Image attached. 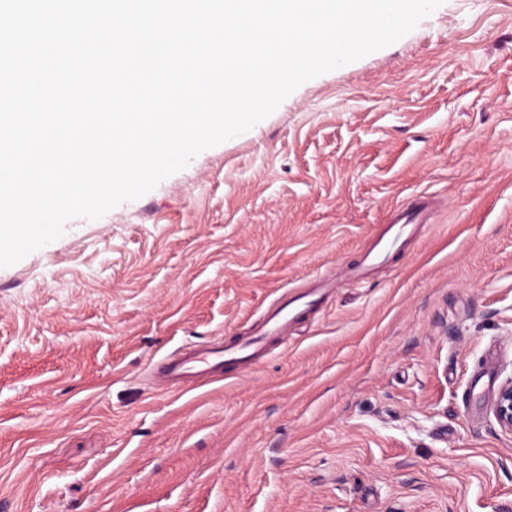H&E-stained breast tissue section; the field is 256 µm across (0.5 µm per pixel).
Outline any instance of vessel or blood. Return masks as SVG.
<instances>
[{
  "label": "vessel or blood",
  "instance_id": "vessel-or-blood-1",
  "mask_svg": "<svg viewBox=\"0 0 512 512\" xmlns=\"http://www.w3.org/2000/svg\"><path fill=\"white\" fill-rule=\"evenodd\" d=\"M420 208L401 211L388 234L380 238L368 255L370 263L385 261L390 249L402 238L409 236L414 224L420 223ZM314 306L313 301L300 297L281 301L269 308L256 323L250 334L237 341L219 347H195L181 352L168 360L165 373L173 384H184L203 374H218L225 363L242 366L258 363L265 355L267 342L283 335L294 323L300 321Z\"/></svg>",
  "mask_w": 512,
  "mask_h": 512
}]
</instances>
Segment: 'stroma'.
I'll return each mask as SVG.
<instances>
[{"label": "stroma", "instance_id": "35a3bbf8", "mask_svg": "<svg viewBox=\"0 0 512 512\" xmlns=\"http://www.w3.org/2000/svg\"><path fill=\"white\" fill-rule=\"evenodd\" d=\"M319 275L259 364L155 380ZM511 375L512 0H445L0 268V512H512ZM423 211L422 207L406 209L397 216L398 221L391 224L388 230V236L380 238L372 251L368 255L370 264H377L385 261L390 249L402 238L409 236L413 231L414 224H426L420 218ZM492 409L499 426L512 433V375L499 387L492 401Z\"/></svg>", "mask_w": 512, "mask_h": 512}]
</instances>
